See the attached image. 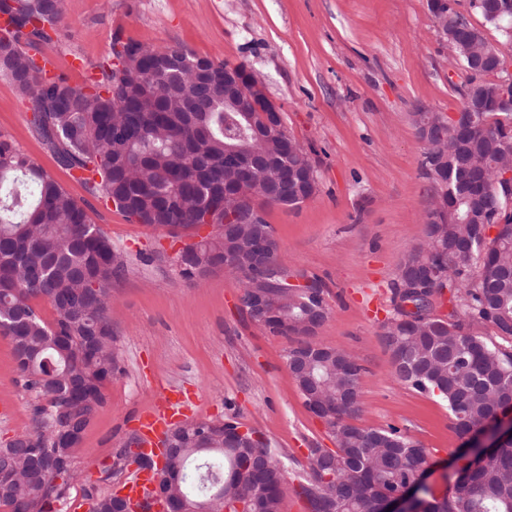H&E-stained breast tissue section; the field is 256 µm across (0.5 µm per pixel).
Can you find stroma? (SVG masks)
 <instances>
[{
	"mask_svg": "<svg viewBox=\"0 0 512 512\" xmlns=\"http://www.w3.org/2000/svg\"><path fill=\"white\" fill-rule=\"evenodd\" d=\"M161 47L246 64L307 149L316 195L270 206L278 261L292 279H319L331 311L314 340L353 352L363 367V427L395 426L430 452L431 496L456 477L460 438L446 404L399 383L382 338L394 313L401 260L423 237L430 184L414 124L421 110L460 108L467 73L449 55L428 0H64L43 54L70 84H84L111 52L113 32ZM28 100L0 77V133L32 157L87 211L127 268L112 283V332L122 372L83 433L57 512H89L93 496L134 480L122 455L136 419L160 393L181 392L185 418L236 417L287 470L280 512H307L296 494L309 451L335 448L305 406L286 362L292 339L243 312L241 278L224 270L189 284L174 263L178 239L128 221L91 195L37 136ZM37 400L0 335V441L29 431Z\"/></svg>",
	"mask_w": 512,
	"mask_h": 512,
	"instance_id": "stroma-1",
	"label": "stroma"
}]
</instances>
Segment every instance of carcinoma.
Segmentation results:
<instances>
[{"label": "carcinoma", "instance_id": "carcinoma-1", "mask_svg": "<svg viewBox=\"0 0 512 512\" xmlns=\"http://www.w3.org/2000/svg\"><path fill=\"white\" fill-rule=\"evenodd\" d=\"M496 0H477L471 10L512 41V16L495 13ZM63 0H0L10 30L0 36V76L31 103V123L58 161L82 173L89 193L114 202L128 221L153 230H200L207 219L237 210L226 236H206L188 249L187 282L193 271L224 261V248L250 244L258 226L271 228L265 198L243 208L224 191L277 169L307 165L306 149L286 128L273 136L248 95L225 96L229 63L198 57L187 46L163 47L123 40L115 33L111 56L123 59L114 73L108 63L100 77L72 86L61 75L34 68L27 47L49 44ZM457 42L461 66L488 48L489 40L468 19L433 16ZM505 106H489L477 117L463 151H448L431 173L430 154L453 139L442 128L423 144L422 168L431 186L424 237L411 253L424 257L448 289L457 321L421 317L406 325L397 317L382 326L395 378L447 403L456 432L464 436L512 401V200L491 190L512 144V90ZM308 198L311 185H281L284 205ZM453 204L449 218L431 230L435 209ZM112 242L92 224L86 210L14 142L0 133V335L10 338L25 390L45 401L32 429L0 448V512H55L52 505L73 477L79 443L65 435L84 432L105 403L103 388L120 372L109 308L112 281L127 266L112 262ZM228 271L243 278L241 300L254 290L273 293L277 319L271 333L295 337L287 357L312 345L304 325L317 314L330 317L325 290L300 288L288 274L244 268L229 255ZM46 301L44 320L33 301ZM490 327L496 342L480 328ZM362 367L355 355L333 350L305 372L294 374L304 395L327 401L326 419L335 450L310 449V474L298 494L309 512H382L386 496L414 480L430 465L427 449L395 426L366 428L359 413ZM234 417L211 426L206 446L194 432L164 457L161 493L166 499L209 497L253 452L264 457L254 478L240 487L244 512H280L287 490L285 467L267 445L224 447V430ZM198 460L189 468L191 459ZM114 493L94 498L92 512H120ZM427 512H512V444L492 448L471 471L456 479Z\"/></svg>", "mask_w": 512, "mask_h": 512}]
</instances>
